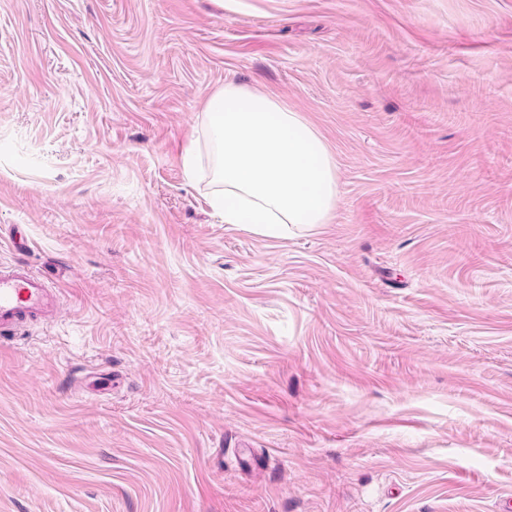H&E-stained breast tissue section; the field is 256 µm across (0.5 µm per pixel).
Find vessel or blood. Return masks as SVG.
Wrapping results in <instances>:
<instances>
[{
  "instance_id": "b4317fda",
  "label": "vessel or blood",
  "mask_w": 512,
  "mask_h": 512,
  "mask_svg": "<svg viewBox=\"0 0 512 512\" xmlns=\"http://www.w3.org/2000/svg\"><path fill=\"white\" fill-rule=\"evenodd\" d=\"M58 289L25 265H0V346L33 323L50 324L61 313Z\"/></svg>"
}]
</instances>
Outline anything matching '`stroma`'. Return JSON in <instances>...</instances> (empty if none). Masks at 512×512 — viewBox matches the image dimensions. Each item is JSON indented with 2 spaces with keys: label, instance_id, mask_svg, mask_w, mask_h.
I'll list each match as a JSON object with an SVG mask.
<instances>
[{
  "label": "stroma",
  "instance_id": "1",
  "mask_svg": "<svg viewBox=\"0 0 512 512\" xmlns=\"http://www.w3.org/2000/svg\"><path fill=\"white\" fill-rule=\"evenodd\" d=\"M300 112L330 223L211 209L209 96ZM0 512H502L512 0H0ZM58 289L26 265H0V346L16 340L28 324L55 322L61 313Z\"/></svg>",
  "mask_w": 512,
  "mask_h": 512
}]
</instances>
